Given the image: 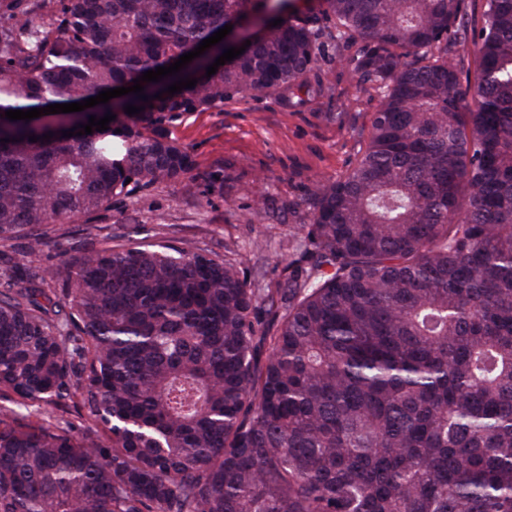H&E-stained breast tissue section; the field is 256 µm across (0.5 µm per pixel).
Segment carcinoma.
<instances>
[{"mask_svg":"<svg viewBox=\"0 0 512 512\" xmlns=\"http://www.w3.org/2000/svg\"><path fill=\"white\" fill-rule=\"evenodd\" d=\"M16 3L0 0V512H512V0H35L53 15L37 26ZM250 22L209 78L216 45L142 83L146 102L3 117L129 87ZM352 45L376 108L276 287L249 286L235 249L94 222L196 168L155 125L320 97ZM82 218L83 254L42 265ZM74 398L77 424L27 412Z\"/></svg>","mask_w":512,"mask_h":512,"instance_id":"cac0c4a2","label":"carcinoma"}]
</instances>
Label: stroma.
I'll return each mask as SVG.
<instances>
[{
  "label": "stroma",
  "instance_id": "obj_1",
  "mask_svg": "<svg viewBox=\"0 0 512 512\" xmlns=\"http://www.w3.org/2000/svg\"><path fill=\"white\" fill-rule=\"evenodd\" d=\"M328 96L291 106L271 96L237 98L161 124L197 166L181 183L114 199L101 221L134 241L196 240L247 255L248 282L275 286L301 235L312 192L356 159V130L376 101L351 78L348 57L327 62Z\"/></svg>",
  "mask_w": 512,
  "mask_h": 512
}]
</instances>
